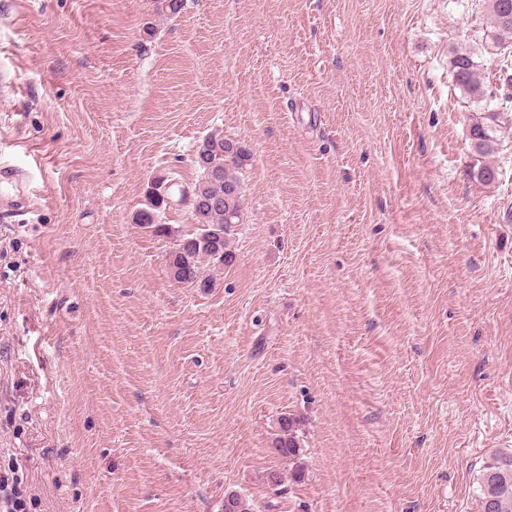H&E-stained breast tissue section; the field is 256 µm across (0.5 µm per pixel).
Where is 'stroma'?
<instances>
[{
	"label": "stroma",
	"mask_w": 512,
	"mask_h": 512,
	"mask_svg": "<svg viewBox=\"0 0 512 512\" xmlns=\"http://www.w3.org/2000/svg\"><path fill=\"white\" fill-rule=\"evenodd\" d=\"M183 4L0 0V472L29 512H475L512 448V110L451 67L505 86L484 0ZM217 129L250 159L203 290L133 217ZM456 84L470 97L482 99L487 91L480 81L477 65L467 52L457 51L451 61ZM296 420L294 417L284 415L280 417V433L274 438L273 447L278 455L288 459L297 456L300 450L299 439L296 435Z\"/></svg>",
	"instance_id": "stroma-1"
}]
</instances>
